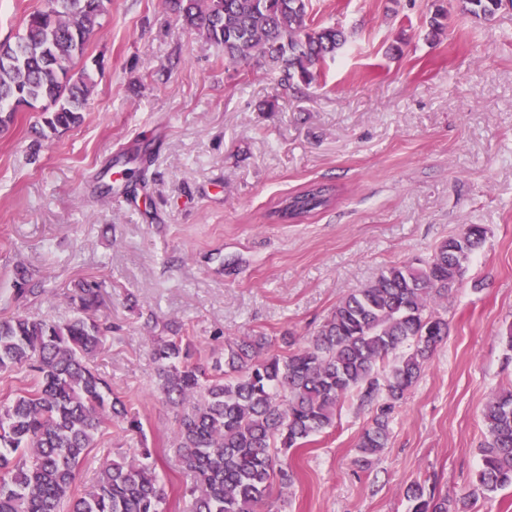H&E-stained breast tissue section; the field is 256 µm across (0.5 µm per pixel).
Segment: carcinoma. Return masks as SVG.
I'll use <instances>...</instances> for the list:
<instances>
[{
	"label": "carcinoma",
	"instance_id": "obj_1",
	"mask_svg": "<svg viewBox=\"0 0 512 512\" xmlns=\"http://www.w3.org/2000/svg\"><path fill=\"white\" fill-rule=\"evenodd\" d=\"M504 0H459V8L491 20ZM30 13L17 40L0 42V124L16 105L42 109L44 138L82 121L93 88L74 71L99 26L95 0H47ZM202 42L224 60H253L277 74L288 91L316 81V65L347 40L335 26L310 21L309 0H163ZM334 186L313 182L279 200L272 215L301 222L335 201ZM488 229L469 224L442 241L426 259L390 265L370 283L342 297L304 343L282 337L271 348L263 334L213 341L224 356L197 357L183 324L169 320L149 337L157 390L176 412L172 447L190 477L183 512H275L274 486L288 488L293 473L279 454L305 447L334 423L336 407L352 392L385 402L357 444L355 463L367 467L387 444L390 416L418 381L447 321L433 305L465 274ZM73 314L65 318L16 313L0 318V375L26 370L32 384L0 405V512H163L165 490L158 459L148 448L104 462L95 484L79 490V469L99 447L110 424L143 433L132 404L112 393L95 368L109 327L99 322V282L75 284ZM44 281L15 270L13 298L33 304ZM486 440L477 489L512 487V387L485 404ZM409 512H448V496L420 483L407 492Z\"/></svg>",
	"mask_w": 512,
	"mask_h": 512
}]
</instances>
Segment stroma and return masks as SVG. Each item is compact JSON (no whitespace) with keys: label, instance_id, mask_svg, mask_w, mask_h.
Masks as SVG:
<instances>
[{"label":"stroma","instance_id":"35a3bbf8","mask_svg":"<svg viewBox=\"0 0 512 512\" xmlns=\"http://www.w3.org/2000/svg\"><path fill=\"white\" fill-rule=\"evenodd\" d=\"M448 0H310L348 33L316 83L228 64L162 0H103L77 66L95 87L80 124L50 138L40 115L0 127V316L16 265L42 278L38 312L69 316L73 284H102L110 323L99 371L130 399L159 459L165 512L186 476L170 446L175 412L156 390L147 319L177 320L201 362L214 332L313 335L349 290L429 257L470 224L488 237L436 310L448 335L390 422L368 469L354 464L372 406L358 394L333 427L290 456L282 512H408L416 482L458 501L476 487L482 410L512 385V8L483 21ZM109 171L113 189L100 193ZM335 203L304 222L274 203L310 182Z\"/></svg>","mask_w":512,"mask_h":512}]
</instances>
